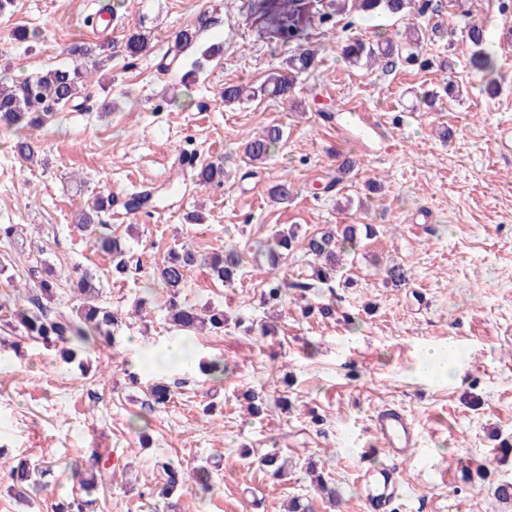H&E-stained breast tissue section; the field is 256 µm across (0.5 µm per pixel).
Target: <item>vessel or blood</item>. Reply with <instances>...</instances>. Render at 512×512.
Segmentation results:
<instances>
[{
  "mask_svg": "<svg viewBox=\"0 0 512 512\" xmlns=\"http://www.w3.org/2000/svg\"><path fill=\"white\" fill-rule=\"evenodd\" d=\"M371 428L379 446L375 449L364 446L360 456L369 459L380 451L388 462L366 472L360 485V497L364 512H389L399 489V465L411 460L420 434L407 415L397 408L378 410L372 417Z\"/></svg>",
  "mask_w": 512,
  "mask_h": 512,
  "instance_id": "1",
  "label": "vessel or blood"
}]
</instances>
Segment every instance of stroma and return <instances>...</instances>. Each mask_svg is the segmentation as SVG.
Returning <instances> with one entry per match:
<instances>
[{
  "mask_svg": "<svg viewBox=\"0 0 512 512\" xmlns=\"http://www.w3.org/2000/svg\"><path fill=\"white\" fill-rule=\"evenodd\" d=\"M101 0H14L0 14V75L22 80L72 61L75 46L106 44L108 55L91 77L93 96L63 110L60 122L29 131L38 161L13 152L15 132L0 129V294L27 282L30 267L48 263L69 274L89 271L102 300L122 312L115 347L86 350L64 363L53 349L29 339L0 312V338L13 343L0 359V456L10 463L49 466L33 504L17 501L0 475V512H58V503L87 496V512H287L291 497L310 500L313 512H363L357 450L373 441L375 409H403L421 433L415 458L400 469L401 497L392 512H512L493 489L512 482V155L496 144L499 127L512 126V10L502 0H441L438 11L407 17L356 11L333 27L319 17L329 0H304L307 42L319 51L285 101L259 97L225 104V84L259 86L281 70L292 51L265 25L259 0H125L107 35L88 18ZM211 19L198 38L212 56L197 80L183 82L194 53L174 65L165 58L176 34ZM479 20L497 61L494 75L468 64L465 26ZM427 29L422 65L385 73L349 66L340 54L350 38L401 40L407 25ZM35 28L20 43L17 27ZM139 32L149 48L138 59L124 52ZM463 86L448 98L447 83ZM436 95L427 105L425 93ZM374 114L373 127L347 122L348 110ZM284 137L264 163L253 164L244 142L269 126ZM222 161L224 183L199 185L179 165L182 152ZM357 164L334 184L343 158ZM288 182V202L268 191ZM150 190L153 205L132 216L115 209L105 221L140 259L138 273L114 278L108 256L76 226V214L98 195ZM205 221L192 224L191 212ZM364 221L376 228L346 255L347 273L334 290L288 297L265 339L253 326L266 321L260 292L269 272L250 250L275 230L295 226L310 234ZM190 243L199 254L236 245L244 252L237 279L221 284L195 267L182 290L186 304L223 308L222 334L195 336L196 359L223 358L228 371L213 381L197 368L150 365L177 341L155 294L142 315L134 301L170 249ZM408 272L404 283L384 279L387 266ZM335 301L334 317L305 316L304 303ZM457 342L461 373L427 382L416 374L424 349ZM168 382L172 400L144 413L147 387ZM286 392L289 412L269 404L253 417L246 391ZM476 395L481 404L463 403ZM215 404L213 413L203 410ZM146 414L149 447L130 430L131 416ZM106 465L105 482L84 494L73 464L88 465L92 451ZM275 452L288 473L273 479L258 461ZM181 471L205 465L212 490L200 499L183 488L176 508L159 494L155 463ZM316 462L341 495L329 507L306 470ZM485 464L484 477L464 480L462 464Z\"/></svg>",
  "mask_w": 512,
  "mask_h": 512,
  "instance_id": "1",
  "label": "stroma"
}]
</instances>
